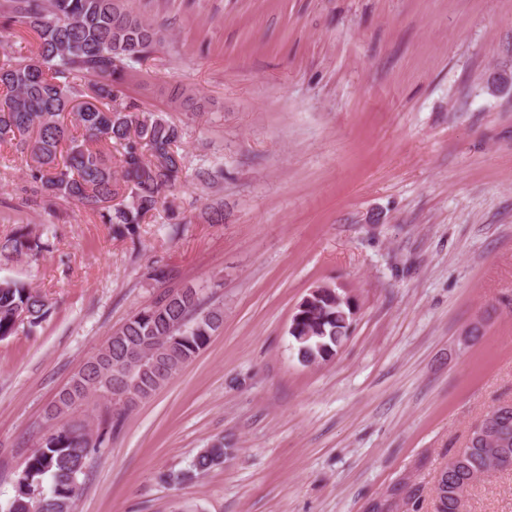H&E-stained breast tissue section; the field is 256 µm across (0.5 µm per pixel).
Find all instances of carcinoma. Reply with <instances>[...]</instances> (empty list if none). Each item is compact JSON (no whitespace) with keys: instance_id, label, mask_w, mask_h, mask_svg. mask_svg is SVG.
Segmentation results:
<instances>
[{"instance_id":"cac0c4a2","label":"carcinoma","mask_w":512,"mask_h":512,"mask_svg":"<svg viewBox=\"0 0 512 512\" xmlns=\"http://www.w3.org/2000/svg\"><path fill=\"white\" fill-rule=\"evenodd\" d=\"M6 26L30 29L35 56L0 55V145L32 156L30 182L51 198L74 203L101 223L129 235L182 183V126L135 101L118 106V87L131 62L148 58L159 31L128 0H11ZM91 76L82 97L76 79ZM119 153L113 166L112 150ZM49 248L19 230L0 239V260L37 256ZM50 314L48 301L26 281L0 279V340L22 325L33 329ZM224 323V309L205 308L195 288L165 291L108 337L58 396L51 416L92 396L107 403L101 427L85 420L52 429L29 458L5 512H72L79 478L92 454L104 447L135 403L151 397L209 342ZM350 310L325 294L313 298L302 319L289 326L299 361L318 365L336 355L351 333ZM487 433L472 438L439 472L436 512H462L467 488L493 471L512 470V401L486 414ZM218 439L190 467L171 473L173 483L192 480L233 457Z\"/></svg>"}]
</instances>
